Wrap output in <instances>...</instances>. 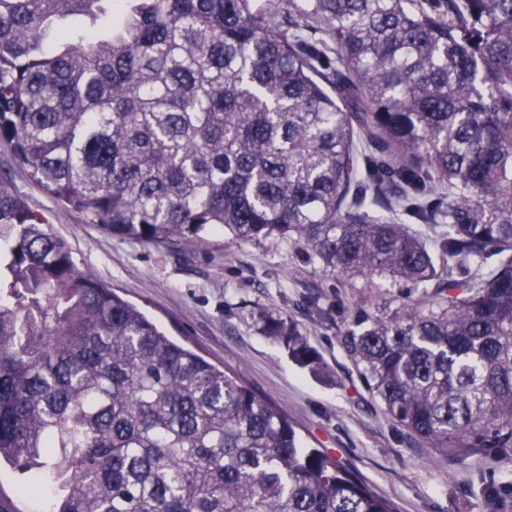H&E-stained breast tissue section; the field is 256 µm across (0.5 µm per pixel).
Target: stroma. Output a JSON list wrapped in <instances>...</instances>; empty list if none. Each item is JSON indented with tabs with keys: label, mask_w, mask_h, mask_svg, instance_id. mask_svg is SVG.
Wrapping results in <instances>:
<instances>
[{
	"label": "stroma",
	"mask_w": 512,
	"mask_h": 512,
	"mask_svg": "<svg viewBox=\"0 0 512 512\" xmlns=\"http://www.w3.org/2000/svg\"><path fill=\"white\" fill-rule=\"evenodd\" d=\"M5 168L78 266L270 399L307 447L341 461L396 512H512V460L493 453L451 457L411 439L372 400L341 344L357 308L401 305L399 285L379 278L343 284L274 238L240 244L215 234L184 251L125 243L57 205L13 167L0 141ZM263 311L298 325L319 371L299 368L265 336L258 323Z\"/></svg>",
	"instance_id": "35a3bbf8"
}]
</instances>
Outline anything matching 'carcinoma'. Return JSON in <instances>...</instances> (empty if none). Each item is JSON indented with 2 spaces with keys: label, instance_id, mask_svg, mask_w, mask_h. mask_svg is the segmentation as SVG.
Masks as SVG:
<instances>
[{
  "label": "carcinoma",
  "instance_id": "carcinoma-1",
  "mask_svg": "<svg viewBox=\"0 0 512 512\" xmlns=\"http://www.w3.org/2000/svg\"><path fill=\"white\" fill-rule=\"evenodd\" d=\"M110 3L0 0L14 165L131 243L274 237L349 286L422 289L359 309L344 349L412 437L512 450V0ZM259 320L319 369L294 322ZM2 463L50 512H395L78 267L6 170Z\"/></svg>",
  "mask_w": 512,
  "mask_h": 512
}]
</instances>
